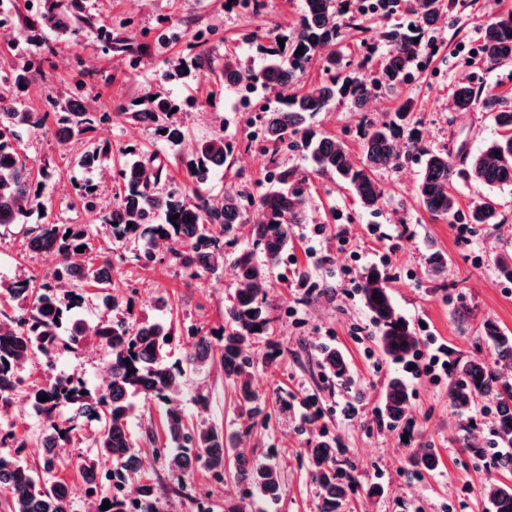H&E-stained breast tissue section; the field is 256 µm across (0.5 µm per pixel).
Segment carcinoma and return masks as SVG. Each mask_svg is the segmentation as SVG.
I'll return each mask as SVG.
<instances>
[{"instance_id": "carcinoma-1", "label": "carcinoma", "mask_w": 512, "mask_h": 512, "mask_svg": "<svg viewBox=\"0 0 512 512\" xmlns=\"http://www.w3.org/2000/svg\"><path fill=\"white\" fill-rule=\"evenodd\" d=\"M45 16L47 27L62 35L67 32L70 7L76 0H48ZM410 11L415 16L411 27H395L382 33L389 49L380 64L379 78L369 84L340 72L342 58L336 50L343 29L365 30V18L351 16L343 24V11L337 0H305V10L291 35H282L284 45L262 48L265 61L256 73H243L230 61L224 62V80L233 83H259L264 88L287 84L313 62L322 61L324 78L298 92L283 95L276 105L263 111L259 137L277 154L283 146L305 152L316 173H330L359 198L363 207H378L383 192L372 178L378 168L396 165L406 152L422 157V176L417 195L423 208L435 216L455 214L453 183L458 174L452 155L432 152L413 137L398 142V132L410 121L411 101H405L390 122L370 123L364 137L363 158L351 160L344 143L317 132L312 117L323 112L336 100L348 99L365 106L373 89L385 84L398 87L410 76L417 54L415 40L439 22L440 0H413ZM303 54L298 56V48ZM483 53L490 63L512 58V14L490 23L483 34ZM479 92L468 84L458 86L457 106L472 107ZM172 104L157 95L146 99V105L127 116L163 133L168 149L184 148L185 132L171 121ZM107 115L90 112L78 104L67 103L61 112L59 142L67 148L81 140L95 121H106ZM47 114L37 112L0 96V227L22 225L23 246L27 251H54L60 260L56 267L38 277L26 271L9 281L0 280V302L7 296L14 312L0 307V408L8 407L23 384L20 371L37 353L45 357L59 347L79 348L94 338L106 351L109 363L107 380L100 388L70 378L56 377L39 386L27 388L31 405L42 414L45 427L39 442L45 447L40 468H32L21 459L29 440L12 428L0 429V447L12 448L14 454H0V497L10 512H69L74 488L60 481H46L40 473L50 474L60 461L55 446L70 440L73 427L58 423L61 411L68 405L77 414L98 423L95 439L96 456L84 460L86 474L83 491L86 497L99 495L97 478H105L114 493L107 498L109 508L96 507V512H158V496L151 485L140 487L134 504H129L123 490L131 470L126 462L140 449L131 438L130 420L142 405L157 402L166 405V438L158 444L153 432L144 431L145 443L151 451L167 459L182 476H193L198 468L207 470L218 482L227 469L244 485L242 496L224 502V512H266L261 505L279 500L282 480L271 461L248 460L242 454L228 462L229 447L234 439L208 425H191L180 407V397L187 372L209 363L217 364L224 378L232 381L238 407L257 417L263 413L258 396L250 383L251 359L255 342L270 335L273 319L267 310L266 288L270 272L280 263L291 240L292 225L301 221L306 211L303 191L288 187L295 173L286 169L269 182L259 197L261 218L250 223L247 206L238 192L227 191L222 197L207 198L196 194L197 202L187 200L182 186L172 184L161 190L163 168L157 154L141 155L136 151L123 154L115 173L121 184L117 201L101 218L100 233L109 243L129 240L140 243L137 259L155 260V249L166 243L167 258L180 265L191 279L202 274L216 275L224 270V239H237L242 230L252 248L240 250L235 258L237 289L233 304L224 313V327L218 339L203 334L197 341L195 354L186 360L171 362L167 337L172 330L156 318H139L120 307L112 291V252H103L100 261L91 253L96 240L85 224H43L32 221L40 209L48 208L43 198V178L49 164L39 172L35 164L19 151L22 131L36 132L46 125ZM497 124L505 130L502 137L469 157L468 174L488 187L512 186V112L496 115ZM235 145L224 138L195 143L187 165L189 178L198 182L224 165L233 155ZM112 160V143L93 140L79 155L78 165L91 169ZM93 183L77 186V196L88 212L97 208ZM176 219H171V216ZM466 220L470 224H497V203L487 196L474 205ZM83 251H78V248ZM260 250L266 263L254 261V250ZM360 291L365 308L376 325V339L384 354L394 361L413 356L421 337L397 314L388 290L387 276L376 268L360 276ZM87 283L99 291L102 311L89 321L83 313L84 298L79 284ZM72 290L60 294L62 285ZM483 338L496 350L493 363L479 358L456 357L449 362L448 400L459 414L466 415L480 400L494 403L493 445L500 449L493 466L512 472V335L506 334L492 320L483 322ZM321 368L338 378L348 377L342 353L335 349L322 352ZM46 395L48 400L39 401ZM411 411V393L398 377L392 378L382 397L379 415L395 429L405 422ZM311 457V480L318 487L319 512H339L353 492V481L336 466V440L324 438L308 449ZM436 464L433 448L425 445L411 458L414 473L429 471ZM484 494L492 512H512V484L489 481Z\"/></svg>"}]
</instances>
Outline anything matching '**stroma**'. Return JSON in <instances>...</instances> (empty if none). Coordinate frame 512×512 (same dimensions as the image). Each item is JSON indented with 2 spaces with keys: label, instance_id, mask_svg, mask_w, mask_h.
<instances>
[{
  "label": "stroma",
  "instance_id": "35a3bbf8",
  "mask_svg": "<svg viewBox=\"0 0 512 512\" xmlns=\"http://www.w3.org/2000/svg\"><path fill=\"white\" fill-rule=\"evenodd\" d=\"M250 14L228 0H78L79 22L66 35L47 29L42 20L45 0H0V15H10L11 28L0 30V73L29 69L24 90L0 82V96L19 99L40 112H55L57 104L71 101L89 111L107 113L111 123L91 131L107 139L113 151L134 147L156 152L164 160L170 181L181 184L187 197L209 196L232 189L258 198L271 173L296 170L304 182L306 220L293 225L292 243L269 279L267 300L272 332L253 348L252 387L269 414L268 422L251 418L234 405V386L219 368L205 366L188 374L181 405L193 423L215 426L234 436L248 458L273 459L283 477L279 500L267 512H319V497L310 479L308 448L311 434L304 431V402L316 398L321 423L335 437L339 467L355 479L351 496L340 512H487L483 495L488 476L512 483V473H496L489 459L471 456L460 447L461 417L448 400V378L408 380L413 395L407 430H394L377 410L391 377L404 375L403 364L387 360L374 336L355 280L367 269L382 270L397 313L419 336L444 346L452 356L493 361V347L481 337L482 322L491 318L512 331V280L497 267L499 255L512 251V186L491 189L458 175L454 195L458 209L467 212L491 196L500 221L474 226L459 219L430 215L416 196L422 162L418 155L403 156L399 166L375 171L384 192L376 211L363 209L335 177L309 172L301 154L289 150L271 155L252 136L261 111L275 104L271 91H258L253 109L240 111L238 89L224 83L225 60L243 69L259 71V46L292 33L304 12L305 0H257ZM443 24L423 45L420 62L412 63L413 79L396 89L379 88L368 106L358 109L349 100L333 103L318 113L315 127L339 138L353 160L363 154V134L370 122L390 121L404 101H411V125L433 151L465 148L474 154L502 134L496 112L512 110V59L491 64L482 52L487 25L512 12V0H441ZM409 0L391 14L369 16L366 32L346 33L338 50L351 73L373 81L388 47L382 31L411 20ZM127 37L129 51L118 52L107 36ZM207 51L210 65L178 78V60L194 61ZM467 83L492 96V104L477 101L462 111L454 104L455 90ZM158 94L169 97L173 121L183 126L189 141L214 136L238 144L239 149L216 171L202 189H195L187 174V152L174 153L152 127L126 118L136 101ZM55 122L24 134L20 150L35 162H49L51 176L44 197L51 204L48 224H90L111 210L119 186L110 167L94 173L82 170L79 146L62 148ZM99 186L97 209L87 212L76 197L85 179ZM247 236L224 247V272L188 279L177 265L161 259L146 264L137 260L138 243L121 245L123 261L114 265L112 292L129 301L140 317L155 316V301L165 298L162 314L175 339L168 350L176 360L194 348L193 329L211 332L224 323V312L235 296L233 266ZM447 265L441 274L430 272L433 253ZM52 265L48 253L30 254L18 229L0 228V280L25 268L42 273ZM467 318H459L461 309ZM276 347V366L265 354ZM340 350L349 379L324 375L319 366L323 347ZM100 347L90 342L70 351L58 349L52 359L34 356L23 368L25 384H40L48 377L66 376L95 387L105 378L98 358ZM207 397L196 404L197 394ZM73 439L58 454L62 467L55 479L73 486L70 512H90L92 504L79 488L84 480L82 460L95 453L96 423L77 419ZM428 443L438 463L415 477L412 454ZM182 476L167 460L155 455L139 468L130 488L150 484L160 488V512H198L199 504L224 512V503L238 498L243 487L233 475L215 482L205 470L191 477V498L177 494ZM378 494H370V487Z\"/></svg>",
  "mask_w": 512,
  "mask_h": 512
}]
</instances>
